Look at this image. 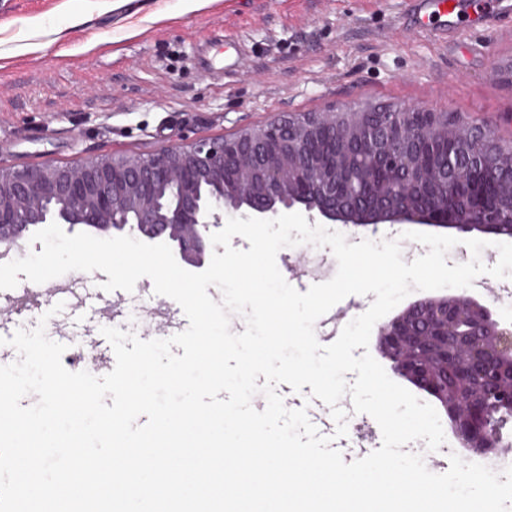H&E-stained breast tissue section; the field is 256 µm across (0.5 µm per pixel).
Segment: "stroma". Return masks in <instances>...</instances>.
Instances as JSON below:
<instances>
[{"instance_id": "35a3bbf8", "label": "stroma", "mask_w": 512, "mask_h": 512, "mask_svg": "<svg viewBox=\"0 0 512 512\" xmlns=\"http://www.w3.org/2000/svg\"><path fill=\"white\" fill-rule=\"evenodd\" d=\"M474 0L451 20L460 33L438 41L409 0H0V165L65 164L103 154H148L161 146L211 140L264 125L288 112L348 104H406L458 112L512 139V83L495 78L512 59V0H492L493 25L480 24ZM96 46H89V38ZM298 291L335 275L330 247L302 244L276 256ZM91 307L68 308L58 280H20L8 298L34 303L11 313V330L44 325L65 344L63 366L79 371L92 340L114 326L140 339H164L167 318H183L173 299L141 278L133 292L103 291L106 274L72 271ZM512 280L483 274L469 293L512 322ZM372 296L351 295L315 324L321 345L364 313ZM60 313H53L55 304ZM445 442L429 451L407 444L434 473L450 455L476 456L441 421Z\"/></svg>"}]
</instances>
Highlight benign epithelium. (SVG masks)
<instances>
[{
	"instance_id": "1",
	"label": "benign epithelium",
	"mask_w": 512,
	"mask_h": 512,
	"mask_svg": "<svg viewBox=\"0 0 512 512\" xmlns=\"http://www.w3.org/2000/svg\"><path fill=\"white\" fill-rule=\"evenodd\" d=\"M491 127L455 112L354 106L284 114L230 137L106 154L60 165L0 166V246L53 222L100 235L161 240L200 268L224 212L273 219L302 205L328 224H423L512 236V190L500 188L512 144L471 143ZM439 185L464 209L422 190ZM378 349L400 378L434 397L459 443L485 457L505 450L512 418V323L473 296L427 297L381 324Z\"/></svg>"
}]
</instances>
